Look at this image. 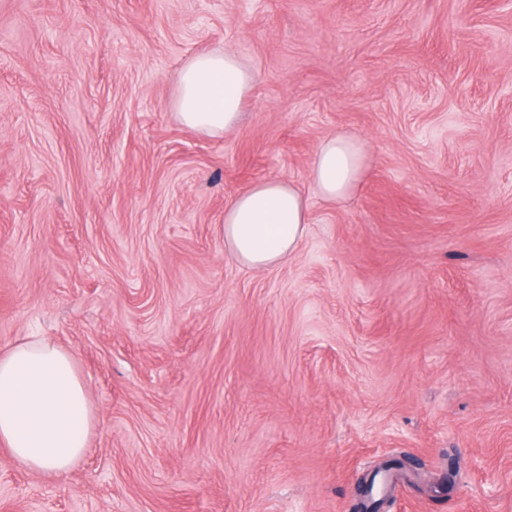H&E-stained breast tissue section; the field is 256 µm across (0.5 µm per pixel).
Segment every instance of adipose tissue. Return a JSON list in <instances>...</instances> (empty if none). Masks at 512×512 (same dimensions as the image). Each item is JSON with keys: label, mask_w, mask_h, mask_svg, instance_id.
Instances as JSON below:
<instances>
[{"label": "adipose tissue", "mask_w": 512, "mask_h": 512, "mask_svg": "<svg viewBox=\"0 0 512 512\" xmlns=\"http://www.w3.org/2000/svg\"><path fill=\"white\" fill-rule=\"evenodd\" d=\"M173 108L184 126L211 137L236 128L252 75L234 53L192 57L178 72ZM368 151L356 136L323 139L310 168L313 195L284 179L254 182L224 210V244L244 266L262 270L287 262L310 222L311 200L336 204L358 189ZM96 425L87 385L74 356L27 336L0 349V446L19 466L51 476L81 461Z\"/></svg>", "instance_id": "adipose-tissue-1"}]
</instances>
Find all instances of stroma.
I'll use <instances>...</instances> for the list:
<instances>
[{
    "label": "stroma",
    "mask_w": 512,
    "mask_h": 512,
    "mask_svg": "<svg viewBox=\"0 0 512 512\" xmlns=\"http://www.w3.org/2000/svg\"><path fill=\"white\" fill-rule=\"evenodd\" d=\"M254 80L220 138L178 70ZM369 166L287 264L224 244V208L315 148ZM69 350L97 423L63 477L0 447V512H512V4L0 0V347ZM173 99L176 118L184 126L211 137L236 128L252 75L234 53L209 52L192 57L178 72Z\"/></svg>",
    "instance_id": "stroma-1"
}]
</instances>
